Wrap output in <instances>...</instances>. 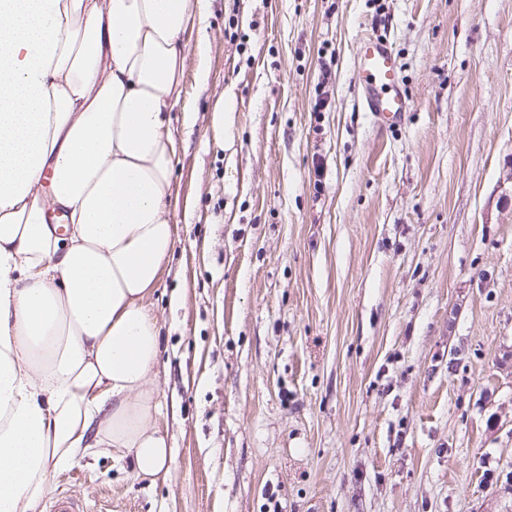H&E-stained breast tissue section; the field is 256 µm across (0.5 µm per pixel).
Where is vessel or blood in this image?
<instances>
[{"mask_svg":"<svg viewBox=\"0 0 512 512\" xmlns=\"http://www.w3.org/2000/svg\"><path fill=\"white\" fill-rule=\"evenodd\" d=\"M363 104L385 124L399 120L411 108L398 86L397 63L390 44L377 38L363 40L358 61Z\"/></svg>","mask_w":512,"mask_h":512,"instance_id":"b4317fda","label":"vessel or blood"}]
</instances>
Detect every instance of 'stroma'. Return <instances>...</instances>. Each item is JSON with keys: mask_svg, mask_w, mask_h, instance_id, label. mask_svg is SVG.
Here are the masks:
<instances>
[{"mask_svg": "<svg viewBox=\"0 0 512 512\" xmlns=\"http://www.w3.org/2000/svg\"><path fill=\"white\" fill-rule=\"evenodd\" d=\"M203 11L171 113L178 242L147 300L170 471L103 450L53 491L112 512H512V0ZM368 35L411 102L391 127L360 102Z\"/></svg>", "mask_w": 512, "mask_h": 512, "instance_id": "1", "label": "stroma"}]
</instances>
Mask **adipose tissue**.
Instances as JSON below:
<instances>
[{"label": "adipose tissue", "mask_w": 512, "mask_h": 512, "mask_svg": "<svg viewBox=\"0 0 512 512\" xmlns=\"http://www.w3.org/2000/svg\"><path fill=\"white\" fill-rule=\"evenodd\" d=\"M201 0H0V512H39L96 448L171 464L146 298Z\"/></svg>", "instance_id": "1"}]
</instances>
